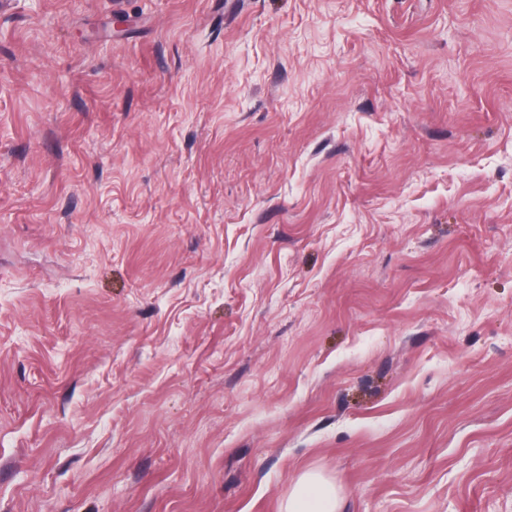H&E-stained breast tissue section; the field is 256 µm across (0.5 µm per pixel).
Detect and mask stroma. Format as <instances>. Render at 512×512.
Segmentation results:
<instances>
[{"instance_id": "obj_1", "label": "stroma", "mask_w": 512, "mask_h": 512, "mask_svg": "<svg viewBox=\"0 0 512 512\" xmlns=\"http://www.w3.org/2000/svg\"><path fill=\"white\" fill-rule=\"evenodd\" d=\"M512 512V0H0V512ZM336 489L313 472L296 482L285 512H338Z\"/></svg>"}]
</instances>
